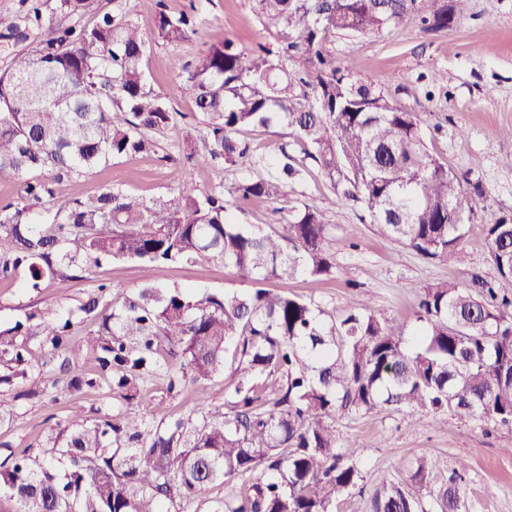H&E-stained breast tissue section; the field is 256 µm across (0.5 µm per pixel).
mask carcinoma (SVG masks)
<instances>
[{
    "mask_svg": "<svg viewBox=\"0 0 512 512\" xmlns=\"http://www.w3.org/2000/svg\"><path fill=\"white\" fill-rule=\"evenodd\" d=\"M259 13L287 30L281 47L250 53L226 39L194 62L174 58L179 91L195 105L205 150L190 165L233 166L252 158L244 128L286 126L312 148L332 195L281 216L283 232L265 235L230 221L232 201L276 200L298 169L284 163L266 178H244L228 192L180 190L176 202L150 205L110 187L57 205L56 181L82 177L114 157L148 153L173 121L169 99L146 87L150 49L118 10L73 22L94 0H28L20 14H0V31L40 40L0 69V183L22 185L16 204L0 208V282L25 273L23 287L79 278L91 263L132 260L146 286L136 292L98 286L79 308L98 325L71 339L73 314L47 306L0 328V384L28 383L27 399L44 393L29 379L34 337L61 359L67 386L80 393L106 384L141 412L74 422L40 453L0 461V500L15 512H181L211 485L241 483L213 512H334L353 494L361 462L336 446V412L384 407L445 413L512 426V300L481 282L482 298L448 281L421 286L423 331L406 345L366 304L340 317L311 302L261 287L298 275L322 279L336 265L325 247L324 211L362 204L370 222L426 260L467 262L465 218L481 195L427 150L420 119L383 91L353 78L349 63L326 48L336 34L376 35L413 10L427 33L448 28L461 0H255ZM153 41L175 44L195 33L197 17L167 11L156 0ZM298 69H288V60ZM499 277L512 281V215L485 225ZM208 260L231 266L259 287L247 292L186 295L154 284L171 263ZM235 345L226 407L208 402L206 384L224 372ZM92 363L96 376L81 365ZM168 387H195L200 418L154 426L140 398L158 373ZM279 375L270 384L265 378ZM430 458H409L404 478L384 486L374 512H468L458 485Z\"/></svg>",
    "mask_w": 512,
    "mask_h": 512,
    "instance_id": "obj_1",
    "label": "carcinoma"
}]
</instances>
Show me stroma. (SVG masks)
I'll return each instance as SVG.
<instances>
[{
  "instance_id": "obj_1",
  "label": "stroma",
  "mask_w": 512,
  "mask_h": 512,
  "mask_svg": "<svg viewBox=\"0 0 512 512\" xmlns=\"http://www.w3.org/2000/svg\"><path fill=\"white\" fill-rule=\"evenodd\" d=\"M169 12H194L195 35L189 40L153 43L145 60L148 88L168 96L176 116L156 134L150 153L120 156L87 176L65 179L56 186L58 200L80 198L108 186L136 200L152 203L173 200L183 185L200 192L229 189L243 178L269 175L282 159L299 168L285 197L277 201L252 200L233 211L237 223L266 234L282 231L280 212L296 201L316 202L330 195L331 185L308 157L310 147L289 129L251 126L241 131L254 160L226 167H194L183 163L186 139L203 147L205 130L195 117L193 102L178 91L181 78L172 69L173 57L187 60L227 39L248 50L257 45L277 46L284 39L280 25L262 17L252 0H165ZM327 48L345 58L354 78L381 89L398 106L417 113L430 153L448 170L480 182L482 196L469 221L464 246L467 265L429 261L402 243L384 236L364 219L360 205L330 210L326 248L334 259L333 276L316 280L299 276L271 282L276 292L314 302L339 315L370 304L403 337L420 329L417 300L420 286L441 280L470 288L473 277L498 283L512 297V283L500 281L488 258L485 227L500 215L512 214V153L503 149L500 133L512 127V0H464L452 26L425 33L419 19L409 16L398 26L377 35H336ZM443 79L432 83V72ZM162 287L198 293L246 292L250 279L235 268L217 262L173 263L159 273ZM135 291L144 286L141 266L134 261L93 264L80 278L52 280L41 287L22 288L0 282V328L13 326L37 307L53 305L75 310L95 294L99 285ZM144 394L151 398L153 420L197 418L195 389L168 390L165 376L147 380ZM13 386L0 385V460L10 452L37 445L45 435L62 430L71 417L90 421L126 404L108 387L78 394L64 386L48 388L36 399H20ZM449 430H440L433 413H411L386 408L373 413L342 411L334 419L337 445L362 463V479L336 512H373V501L383 486L402 477L403 460L427 456L441 470L465 461L460 483L469 512H512V427L501 428L468 417L449 415Z\"/></svg>"
}]
</instances>
